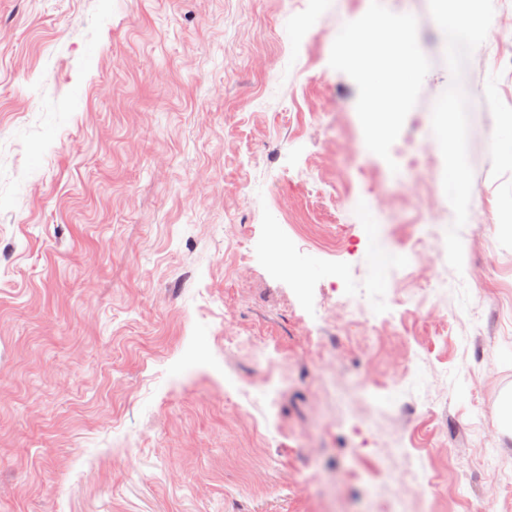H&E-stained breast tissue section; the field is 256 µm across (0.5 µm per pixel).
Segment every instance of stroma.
<instances>
[{"mask_svg":"<svg viewBox=\"0 0 512 512\" xmlns=\"http://www.w3.org/2000/svg\"><path fill=\"white\" fill-rule=\"evenodd\" d=\"M475 5L457 44L435 0H0V512H512V0ZM375 8L417 56L377 151L335 43Z\"/></svg>","mask_w":512,"mask_h":512,"instance_id":"1","label":"stroma"}]
</instances>
